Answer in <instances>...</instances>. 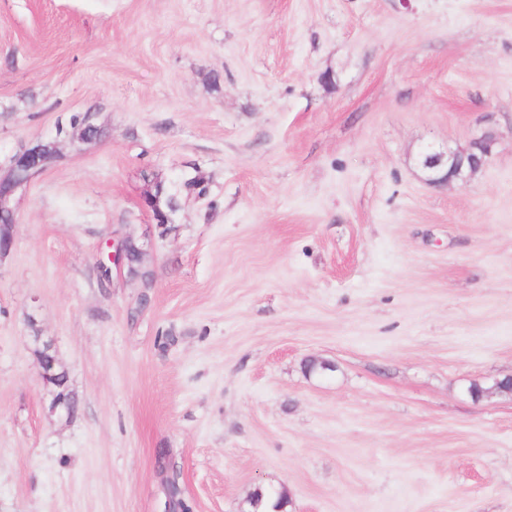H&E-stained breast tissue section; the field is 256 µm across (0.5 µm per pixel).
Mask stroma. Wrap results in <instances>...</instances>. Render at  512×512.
<instances>
[{
    "label": "stroma",
    "instance_id": "1",
    "mask_svg": "<svg viewBox=\"0 0 512 512\" xmlns=\"http://www.w3.org/2000/svg\"><path fill=\"white\" fill-rule=\"evenodd\" d=\"M85 112L0 260V512H160L162 448L194 512H512V0H0V164ZM81 118V113L73 114L70 117V124L79 122ZM102 134V126L97 123L95 115L89 112L84 120L75 124L72 132L69 135L66 133L65 136L71 137L73 141H77L79 144H89L98 141ZM477 143L482 146L480 155L471 151H453L448 147H426L421 154V165L427 174L426 180L433 185L453 181L465 185L469 176L484 164L491 152L493 140L490 136H485ZM144 201L146 206L152 211L156 224L169 223V211L166 209L175 211L177 208L175 199L171 196H165L164 187L160 182L153 183L147 190ZM130 241H138L140 243V240H138L132 236H129V235H120L119 239L115 240L112 238L109 241V243L107 244L109 251H107V253L104 254L99 259V262H98L99 269L106 270L103 273L104 277L109 278V275L111 274V273L109 274V270L112 266H114L120 272L121 271L124 272V270H126V272H127L128 268L131 267L132 256H131V254H129V251L127 249V244ZM137 253H138V255H137L138 260L141 262H144V264L146 265L145 261H146L147 249L145 247L144 242L140 243V247L138 248ZM147 268H148V266H147ZM107 269H109V270H107ZM148 270L150 271L151 279L153 281V273L149 268H148ZM27 327L31 329L33 333V336L29 337L31 338L35 346V351L40 366V379L49 397L48 411L50 414H65L67 416H70L72 412L69 404L65 401V399L58 397L55 391L54 385L57 382V377L59 376V374L48 372L41 359L42 347H47L49 350H55L54 345L51 341L44 340L42 336H40L39 332L35 329L34 317H28Z\"/></svg>",
    "mask_w": 512,
    "mask_h": 512
}]
</instances>
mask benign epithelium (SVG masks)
Here are the masks:
<instances>
[{
  "label": "benign epithelium",
  "instance_id": "benign-epithelium-1",
  "mask_svg": "<svg viewBox=\"0 0 512 512\" xmlns=\"http://www.w3.org/2000/svg\"><path fill=\"white\" fill-rule=\"evenodd\" d=\"M102 134V126L97 123L95 115L89 113L82 122L74 125L69 137L80 144H89L98 141ZM492 143L493 140L489 136L478 141L481 145L479 155L470 151H453L446 147H426L421 154V165L427 174L426 180L433 185L453 181L466 184L469 176L484 164L491 152ZM56 154V142L38 141L22 147L8 163L0 167V260L8 257L12 251L16 213L31 182L47 170ZM144 201L158 224L169 223V211L177 208L175 199L165 195L164 187L159 182L153 183L147 190ZM132 240L134 237L129 235L110 240L107 244V253L99 259V269L107 270L114 267L124 271L131 267V254L127 244ZM40 379L49 397V413L71 415L69 404L56 394L57 374L47 371L42 365Z\"/></svg>",
  "mask_w": 512,
  "mask_h": 512
}]
</instances>
